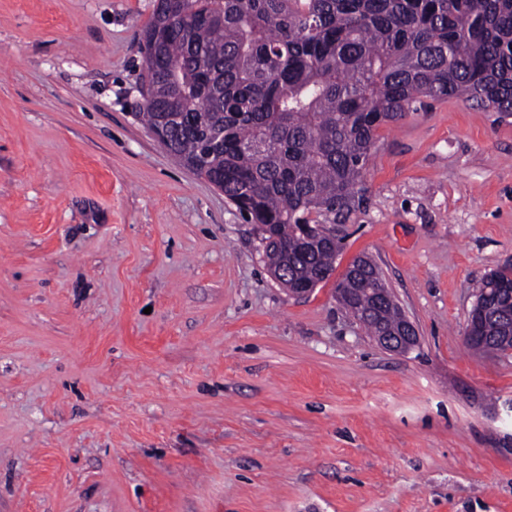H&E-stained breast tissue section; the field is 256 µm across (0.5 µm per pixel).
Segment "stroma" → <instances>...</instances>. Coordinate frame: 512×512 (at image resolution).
Instances as JSON below:
<instances>
[{"mask_svg": "<svg viewBox=\"0 0 512 512\" xmlns=\"http://www.w3.org/2000/svg\"><path fill=\"white\" fill-rule=\"evenodd\" d=\"M153 9L0 0V512H512V354L463 342L512 261V117L379 128L336 271L375 260L394 353L136 119Z\"/></svg>", "mask_w": 512, "mask_h": 512, "instance_id": "stroma-1", "label": "stroma"}]
</instances>
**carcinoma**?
Returning a JSON list of instances; mask_svg holds the SVG:
<instances>
[{
    "label": "carcinoma",
    "instance_id": "obj_1",
    "mask_svg": "<svg viewBox=\"0 0 512 512\" xmlns=\"http://www.w3.org/2000/svg\"><path fill=\"white\" fill-rule=\"evenodd\" d=\"M145 126L171 132L187 169L263 225L268 270L289 288L335 271L341 238L305 237L311 215L343 224L364 202L377 130L425 98H463L512 116V0H167L143 31ZM336 299L373 337L404 320L367 256ZM497 293L468 323L481 353L512 336V264L479 284Z\"/></svg>",
    "mask_w": 512,
    "mask_h": 512
}]
</instances>
